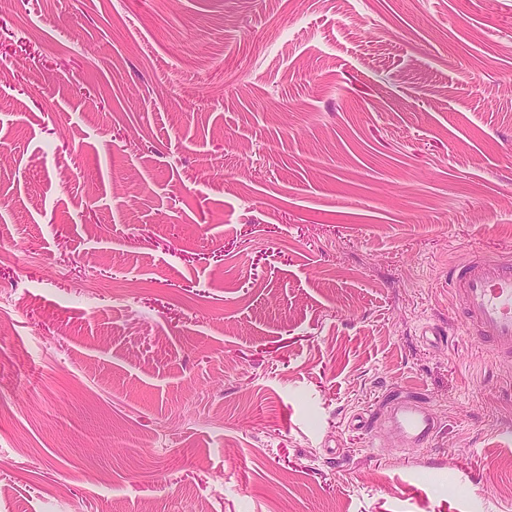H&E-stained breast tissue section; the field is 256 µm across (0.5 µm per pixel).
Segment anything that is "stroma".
Listing matches in <instances>:
<instances>
[{"label": "stroma", "instance_id": "obj_1", "mask_svg": "<svg viewBox=\"0 0 512 512\" xmlns=\"http://www.w3.org/2000/svg\"><path fill=\"white\" fill-rule=\"evenodd\" d=\"M0 139V512H512V0H10ZM464 331L493 357H512V256L474 252L448 274ZM390 419L405 435L411 448L424 447L432 438L436 423L417 397H399L393 401Z\"/></svg>", "mask_w": 512, "mask_h": 512}]
</instances>
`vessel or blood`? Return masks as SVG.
<instances>
[{
    "label": "vessel or blood",
    "instance_id": "obj_1",
    "mask_svg": "<svg viewBox=\"0 0 512 512\" xmlns=\"http://www.w3.org/2000/svg\"><path fill=\"white\" fill-rule=\"evenodd\" d=\"M448 284L454 292L464 331L494 357H512V256L476 252L452 268ZM390 420L410 447L425 446L436 423L419 398L394 399Z\"/></svg>",
    "mask_w": 512,
    "mask_h": 512
}]
</instances>
